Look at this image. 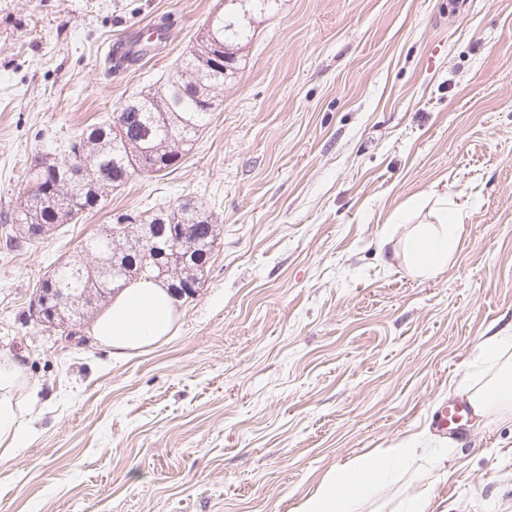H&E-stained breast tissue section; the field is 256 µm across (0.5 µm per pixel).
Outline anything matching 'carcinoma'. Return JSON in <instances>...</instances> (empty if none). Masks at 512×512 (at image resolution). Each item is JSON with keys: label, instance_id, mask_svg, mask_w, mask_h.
Listing matches in <instances>:
<instances>
[{"label": "carcinoma", "instance_id": "cac0c4a2", "mask_svg": "<svg viewBox=\"0 0 512 512\" xmlns=\"http://www.w3.org/2000/svg\"><path fill=\"white\" fill-rule=\"evenodd\" d=\"M229 0L220 21L222 46L212 51L213 68L226 79L241 59L239 51L251 37L243 22L245 14ZM206 83L197 62L184 57L158 87L140 92L127 109L75 135L68 153L36 160L31 168L30 189L20 210L4 217L19 224L27 236L10 237L14 247L33 245L63 224L78 220L84 212L103 207L108 190L126 185L136 173L163 177L189 152L213 112ZM123 224L122 236L112 238V225ZM187 224L191 233L181 244L186 261L167 267L141 246L144 232L155 225ZM220 230L212 212L195 198L146 214L126 211L114 215L113 224L85 238L91 262L57 260L50 274L52 292L43 294L44 318L56 325L82 321L93 315L112 294V264L125 268V276L147 273L170 282L176 295L189 296L203 277L212 258ZM73 296L70 307L54 312L55 298Z\"/></svg>", "mask_w": 512, "mask_h": 512}]
</instances>
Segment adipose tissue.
I'll use <instances>...</instances> for the list:
<instances>
[{
  "label": "adipose tissue",
  "mask_w": 512,
  "mask_h": 512,
  "mask_svg": "<svg viewBox=\"0 0 512 512\" xmlns=\"http://www.w3.org/2000/svg\"><path fill=\"white\" fill-rule=\"evenodd\" d=\"M460 213L440 198L435 219L414 225L395 255L415 274L435 277L447 270L461 230ZM179 317L177 299L168 284L139 276L123 281L107 306L95 316L90 336L123 358L167 341ZM38 388L22 357L0 355V461L16 458L25 438V420ZM408 448L364 454L346 460L307 495L297 512H360L364 494L376 483L395 478Z\"/></svg>",
  "instance_id": "adipose-tissue-1"
}]
</instances>
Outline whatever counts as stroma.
Segmentation results:
<instances>
[{"mask_svg": "<svg viewBox=\"0 0 512 512\" xmlns=\"http://www.w3.org/2000/svg\"><path fill=\"white\" fill-rule=\"evenodd\" d=\"M224 0H0V214L53 156L159 84ZM168 38L114 68L111 45ZM169 175L14 249L0 232V353L39 402L0 462V512H295L338 464L414 442L420 460L366 495L394 512H512V419L471 422L447 474L432 425L480 386L482 342L512 329V0H278ZM465 214L447 270L393 252L401 215ZM220 243L174 337L115 359L31 317L36 285L116 212L179 198ZM409 222V223H410Z\"/></svg>", "mask_w": 512, "mask_h": 512, "instance_id": "35a3bbf8", "label": "stroma"}]
</instances>
